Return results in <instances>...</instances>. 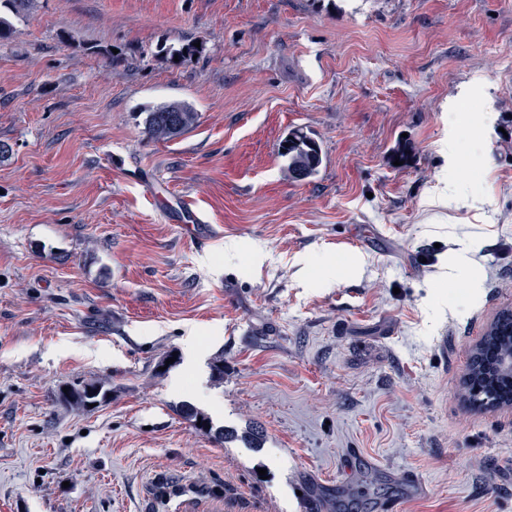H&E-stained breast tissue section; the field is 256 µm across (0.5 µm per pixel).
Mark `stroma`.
Segmentation results:
<instances>
[{
  "label": "stroma",
  "mask_w": 512,
  "mask_h": 512,
  "mask_svg": "<svg viewBox=\"0 0 512 512\" xmlns=\"http://www.w3.org/2000/svg\"><path fill=\"white\" fill-rule=\"evenodd\" d=\"M12 23L0 512H381L388 486L402 512H512V409L461 387L512 310V0H34ZM173 101L195 123L149 138ZM295 128L323 153L304 181ZM91 382L94 407L59 401ZM196 120V112L186 103L172 102L156 107L145 118L146 133L153 139H170L182 134ZM284 143H289V147H285ZM280 154L287 158L288 172L297 180L315 175L323 162L319 143L301 128L292 130L281 141ZM179 412L185 420L190 422L191 426L196 431L201 432L203 434H212L216 440L222 443L228 440H234L238 438V434L236 433V431L224 428L214 430L210 418L204 415L203 413L199 412L191 404H182L180 406ZM198 417H201L200 425H197ZM203 421H206V424H203Z\"/></svg>",
  "instance_id": "1"
}]
</instances>
